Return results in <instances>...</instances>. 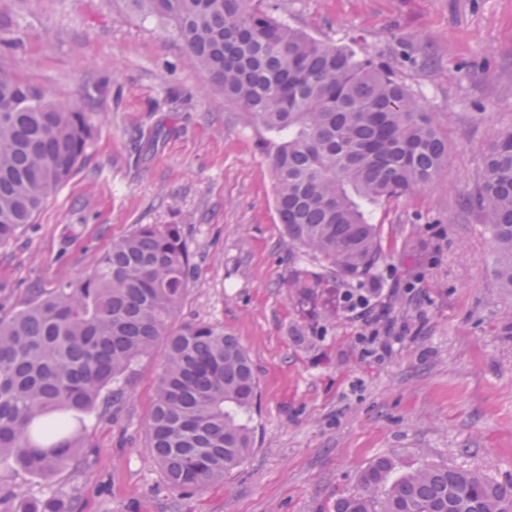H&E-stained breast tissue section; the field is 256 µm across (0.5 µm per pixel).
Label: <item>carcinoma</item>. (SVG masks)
I'll return each instance as SVG.
<instances>
[{
  "instance_id": "carcinoma-1",
  "label": "carcinoma",
  "mask_w": 512,
  "mask_h": 512,
  "mask_svg": "<svg viewBox=\"0 0 512 512\" xmlns=\"http://www.w3.org/2000/svg\"><path fill=\"white\" fill-rule=\"evenodd\" d=\"M132 2L173 20L189 61L271 134L275 210L293 247L328 273L371 275L381 258L371 207L434 186L447 161V138L408 90L271 18L261 0ZM92 136L78 103L48 101L0 69V246L69 181ZM472 206L512 288V131L485 156ZM191 269L175 225L145 224L89 273L0 316V461L43 477L67 469L89 447L71 419L121 393L124 374L161 339L148 438L167 484L222 481L247 459L259 396L247 352L222 325L173 327ZM3 512L74 510L54 493L33 504L19 491ZM334 512H512V483L436 465L398 475L382 456Z\"/></svg>"
}]
</instances>
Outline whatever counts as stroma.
Instances as JSON below:
<instances>
[{
  "label": "stroma",
  "mask_w": 512,
  "mask_h": 512,
  "mask_svg": "<svg viewBox=\"0 0 512 512\" xmlns=\"http://www.w3.org/2000/svg\"><path fill=\"white\" fill-rule=\"evenodd\" d=\"M268 15L390 72L448 139L436 185L374 207L371 276L328 273L289 242L266 132L193 66L173 21L131 0H0V68L95 128L72 178L0 247V305L88 272L144 224L191 254L178 321L223 325L259 387L253 448L223 483L168 486L147 425L163 348L83 419L89 446L41 478L0 463V497L78 512H332L377 457L512 481V288L470 200L512 128V0H263ZM361 294V312L345 294ZM1 512H75L71 503H67L63 498L52 493L43 496L35 504L29 502L24 491H19L12 495L8 507H4Z\"/></svg>",
  "instance_id": "obj_1"
}]
</instances>
